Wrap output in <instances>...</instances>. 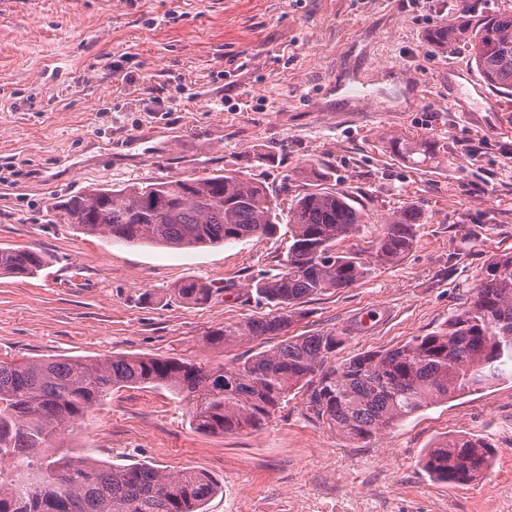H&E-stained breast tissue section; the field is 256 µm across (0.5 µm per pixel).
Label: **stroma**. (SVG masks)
Instances as JSON below:
<instances>
[{
  "label": "stroma",
  "instance_id": "obj_1",
  "mask_svg": "<svg viewBox=\"0 0 512 512\" xmlns=\"http://www.w3.org/2000/svg\"><path fill=\"white\" fill-rule=\"evenodd\" d=\"M512 0H0V248L51 263L0 275V360L180 356L231 363L277 344H205L229 322L273 312L253 285L276 273L287 231L198 249L128 245L65 224L77 192L230 171L261 181L287 213L303 193L349 194L364 245L416 207L413 247L356 285L303 304L292 336L349 331L344 361L441 327L488 260L512 252V98L493 89L448 100L465 44L434 48L444 23L476 26ZM386 66L417 84L409 96ZM377 91L363 112L322 96L336 74ZM171 109L158 111V99ZM431 140L436 162L392 153L393 138ZM188 281L217 287L180 301ZM290 395L259 430L205 434L186 401L113 391L54 446L115 464L210 473L207 512H512V374L418 412L368 444L307 421ZM456 434L485 438L493 465L476 484L435 481L426 452Z\"/></svg>",
  "mask_w": 512,
  "mask_h": 512
}]
</instances>
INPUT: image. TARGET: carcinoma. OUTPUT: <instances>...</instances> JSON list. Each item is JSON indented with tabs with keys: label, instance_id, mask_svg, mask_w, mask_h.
I'll return each mask as SVG.
<instances>
[{
	"label": "carcinoma",
	"instance_id": "carcinoma-1",
	"mask_svg": "<svg viewBox=\"0 0 512 512\" xmlns=\"http://www.w3.org/2000/svg\"><path fill=\"white\" fill-rule=\"evenodd\" d=\"M458 42L469 48L481 80L512 97V11L488 14L473 29L442 24L430 34L438 49ZM390 147L417 163L439 152L434 143L405 139ZM62 211L66 223L86 235L177 248L273 236L281 224L265 185L214 172L87 189L69 197ZM420 218L405 208L367 246L339 251L337 241L362 236L363 211L342 193L303 194L288 209L286 257L277 273L255 284L276 312L210 330L206 343L228 348L287 331L305 299L349 288L398 260L414 244ZM48 264L41 251L0 248V275L31 276ZM218 292L194 281L174 289L194 304ZM346 339L347 332L334 330L294 336L232 364L135 355L0 360V455L12 462L10 472L0 473V512H204L220 490L206 472L114 465L53 448L57 431L115 389L166 390L187 401L194 429L211 434L261 429L294 390L303 393L309 420L366 443L434 403L486 387L512 364V252L487 262L466 301L437 330L338 364L336 351ZM492 460L485 439L456 435L428 450L424 469L437 481L467 486L484 477Z\"/></svg>",
	"mask_w": 512,
	"mask_h": 512
}]
</instances>
